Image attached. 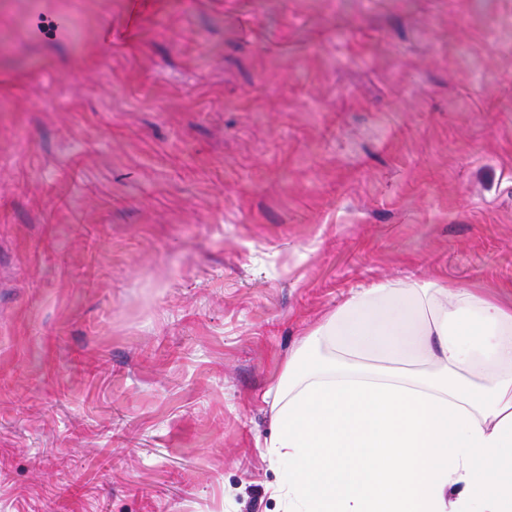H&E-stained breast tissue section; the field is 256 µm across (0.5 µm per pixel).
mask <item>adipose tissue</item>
<instances>
[{"label": "adipose tissue", "mask_w": 512, "mask_h": 512, "mask_svg": "<svg viewBox=\"0 0 512 512\" xmlns=\"http://www.w3.org/2000/svg\"><path fill=\"white\" fill-rule=\"evenodd\" d=\"M286 512H512V282L385 280L269 390Z\"/></svg>", "instance_id": "obj_1"}]
</instances>
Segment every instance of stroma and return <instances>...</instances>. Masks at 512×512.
I'll list each match as a JSON object with an SVG mask.
<instances>
[{
	"label": "stroma",
	"instance_id": "35a3bbf8",
	"mask_svg": "<svg viewBox=\"0 0 512 512\" xmlns=\"http://www.w3.org/2000/svg\"><path fill=\"white\" fill-rule=\"evenodd\" d=\"M432 277L512 280V0H0V512H280L289 352Z\"/></svg>",
	"mask_w": 512,
	"mask_h": 512
}]
</instances>
